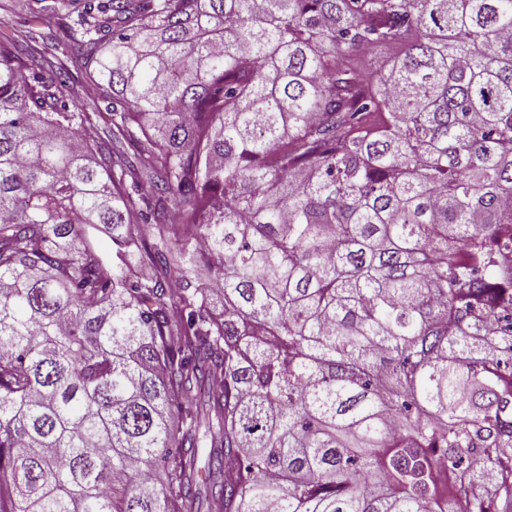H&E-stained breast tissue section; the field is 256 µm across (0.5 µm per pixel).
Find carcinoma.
<instances>
[{"label": "carcinoma", "mask_w": 512, "mask_h": 512, "mask_svg": "<svg viewBox=\"0 0 512 512\" xmlns=\"http://www.w3.org/2000/svg\"><path fill=\"white\" fill-rule=\"evenodd\" d=\"M38 2L0 512H512V0Z\"/></svg>", "instance_id": "1"}]
</instances>
